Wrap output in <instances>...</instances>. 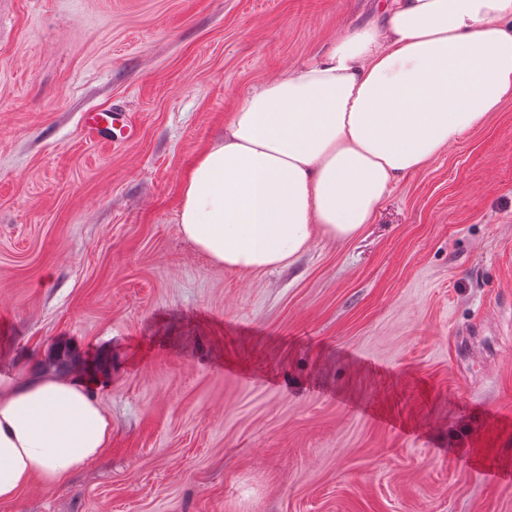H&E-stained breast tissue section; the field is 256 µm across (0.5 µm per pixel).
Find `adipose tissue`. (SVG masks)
Here are the masks:
<instances>
[{
	"mask_svg": "<svg viewBox=\"0 0 512 512\" xmlns=\"http://www.w3.org/2000/svg\"><path fill=\"white\" fill-rule=\"evenodd\" d=\"M512 97V0H384L370 22L254 86L188 172L183 236L228 270L286 266L357 236L391 187ZM112 442L76 372L0 378V502L61 482Z\"/></svg>",
	"mask_w": 512,
	"mask_h": 512,
	"instance_id": "obj_1",
	"label": "adipose tissue"
}]
</instances>
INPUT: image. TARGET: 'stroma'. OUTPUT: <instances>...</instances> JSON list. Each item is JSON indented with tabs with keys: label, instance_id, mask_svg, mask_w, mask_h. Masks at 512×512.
Segmentation results:
<instances>
[{
	"label": "stroma",
	"instance_id": "stroma-1",
	"mask_svg": "<svg viewBox=\"0 0 512 512\" xmlns=\"http://www.w3.org/2000/svg\"><path fill=\"white\" fill-rule=\"evenodd\" d=\"M376 2L0 0V376L89 374L112 416L0 512H512V98L282 269L177 222L242 95Z\"/></svg>",
	"mask_w": 512,
	"mask_h": 512
}]
</instances>
